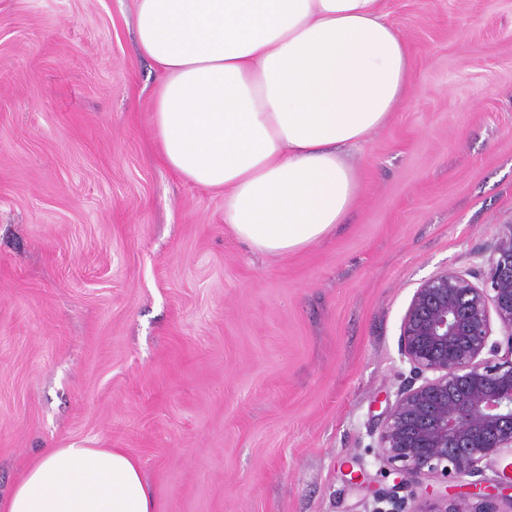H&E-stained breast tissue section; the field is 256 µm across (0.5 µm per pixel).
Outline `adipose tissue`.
I'll return each mask as SVG.
<instances>
[{"label":"adipose tissue","mask_w":512,"mask_h":512,"mask_svg":"<svg viewBox=\"0 0 512 512\" xmlns=\"http://www.w3.org/2000/svg\"><path fill=\"white\" fill-rule=\"evenodd\" d=\"M140 51L162 78L151 127L164 163L224 194L254 251L286 255L343 223L349 163L413 82L383 0H137ZM120 448H45L0 512H153Z\"/></svg>","instance_id":"adipose-tissue-1"}]
</instances>
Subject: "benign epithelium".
Instances as JSON below:
<instances>
[{
	"mask_svg": "<svg viewBox=\"0 0 512 512\" xmlns=\"http://www.w3.org/2000/svg\"><path fill=\"white\" fill-rule=\"evenodd\" d=\"M501 338L492 339L493 325ZM399 354L410 380L380 425L376 459L392 512H512V462L482 485L483 464L512 455V224H500L477 272L446 269L415 290ZM473 478L470 491L448 484Z\"/></svg>",
	"mask_w": 512,
	"mask_h": 512,
	"instance_id": "1",
	"label": "benign epithelium"
}]
</instances>
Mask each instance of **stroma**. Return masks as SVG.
I'll return each instance as SVG.
<instances>
[{"label":"stroma","instance_id":"35a3bbf8","mask_svg":"<svg viewBox=\"0 0 512 512\" xmlns=\"http://www.w3.org/2000/svg\"><path fill=\"white\" fill-rule=\"evenodd\" d=\"M403 103L343 224L283 255L169 170L136 0H0V496L121 448L154 512H373L415 289L512 223V0H384Z\"/></svg>","mask_w":512,"mask_h":512}]
</instances>
